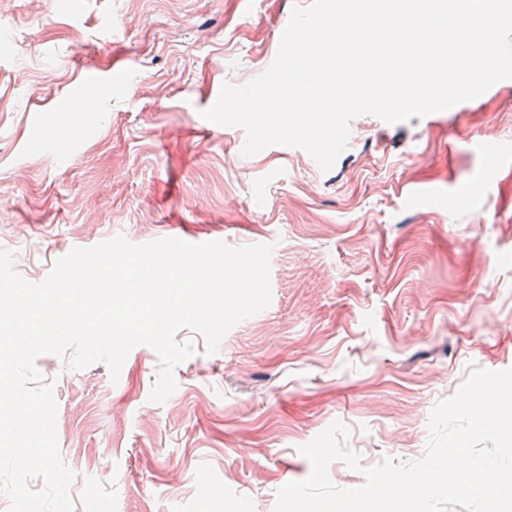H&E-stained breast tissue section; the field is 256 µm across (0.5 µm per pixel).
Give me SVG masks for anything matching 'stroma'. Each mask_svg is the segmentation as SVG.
<instances>
[{
    "instance_id": "stroma-1",
    "label": "stroma",
    "mask_w": 512,
    "mask_h": 512,
    "mask_svg": "<svg viewBox=\"0 0 512 512\" xmlns=\"http://www.w3.org/2000/svg\"><path fill=\"white\" fill-rule=\"evenodd\" d=\"M302 2L0 0V249L20 276L117 236L273 247L270 306L213 354L179 331L196 351L164 403L149 346L115 380L38 358L75 512H274L332 423L363 465L413 462L438 401L512 368V80L422 118L355 117L328 171L204 124ZM52 127L69 163L43 145Z\"/></svg>"
}]
</instances>
